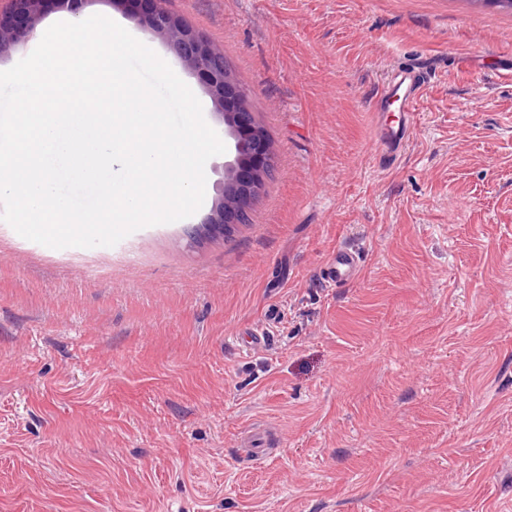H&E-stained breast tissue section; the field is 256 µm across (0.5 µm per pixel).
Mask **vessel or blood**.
<instances>
[{
  "label": "vessel or blood",
  "instance_id": "1",
  "mask_svg": "<svg viewBox=\"0 0 512 512\" xmlns=\"http://www.w3.org/2000/svg\"><path fill=\"white\" fill-rule=\"evenodd\" d=\"M428 84L426 74L417 67L393 66L373 96V110L380 115L377 127L380 158L393 165L405 149L411 133L412 110ZM396 113L397 119L385 122L384 114ZM360 254L351 248H338L328 262L324 274L327 282L343 286L354 281L361 268Z\"/></svg>",
  "mask_w": 512,
  "mask_h": 512
}]
</instances>
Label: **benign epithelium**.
<instances>
[{
    "mask_svg": "<svg viewBox=\"0 0 512 512\" xmlns=\"http://www.w3.org/2000/svg\"><path fill=\"white\" fill-rule=\"evenodd\" d=\"M112 6L152 34L162 38L183 64L199 75L216 109L225 135L233 141V158L224 162L223 176L216 187L210 213L202 225L192 229L189 237L204 229H224L230 222L227 198L235 196L249 201L253 166L258 154L249 150L258 139L250 124V113L243 111L242 96L236 95L238 111H228L229 83L241 87L237 78H224V66L219 58L224 52L207 42L179 18L162 7V0H110ZM65 0H11L7 18L0 19V56L9 52L21 38L33 33L44 13Z\"/></svg>",
    "mask_w": 512,
    "mask_h": 512,
    "instance_id": "benign-epithelium-1",
    "label": "benign epithelium"
}]
</instances>
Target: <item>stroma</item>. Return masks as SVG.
<instances>
[{
  "label": "stroma",
  "mask_w": 512,
  "mask_h": 512,
  "mask_svg": "<svg viewBox=\"0 0 512 512\" xmlns=\"http://www.w3.org/2000/svg\"><path fill=\"white\" fill-rule=\"evenodd\" d=\"M275 154L232 237L53 249L0 221V512H512V11L164 0ZM139 37L220 123L200 77ZM429 77L376 160L370 100ZM358 278L325 287L336 248ZM269 324L265 344L234 340ZM427 74L417 67L398 64L393 66L373 96V112L381 118L388 112H399L395 123L378 122L380 160L392 166L405 149L411 133L412 110L427 84Z\"/></svg>",
  "instance_id": "35a3bbf8"
}]
</instances>
